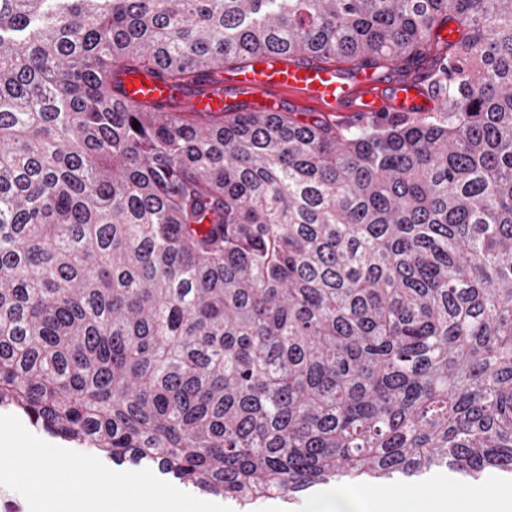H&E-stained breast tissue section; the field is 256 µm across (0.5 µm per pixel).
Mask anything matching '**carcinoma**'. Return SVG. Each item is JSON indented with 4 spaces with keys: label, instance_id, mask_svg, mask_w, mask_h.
<instances>
[{
    "label": "carcinoma",
    "instance_id": "cac0c4a2",
    "mask_svg": "<svg viewBox=\"0 0 512 512\" xmlns=\"http://www.w3.org/2000/svg\"><path fill=\"white\" fill-rule=\"evenodd\" d=\"M271 54L425 63L437 106L120 105ZM0 407L237 512L443 467L494 491L512 0H0Z\"/></svg>",
    "mask_w": 512,
    "mask_h": 512
}]
</instances>
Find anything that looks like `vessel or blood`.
<instances>
[{"label": "vessel or blood", "instance_id": "1", "mask_svg": "<svg viewBox=\"0 0 512 512\" xmlns=\"http://www.w3.org/2000/svg\"><path fill=\"white\" fill-rule=\"evenodd\" d=\"M224 87L241 95L247 109L255 112H278L294 105L330 116L343 126L359 116H376L385 112H429L435 107L424 77L406 76L385 80L368 72L346 78L338 65L301 66L284 55L261 58L258 66L221 76ZM126 101L160 104L171 111L183 107L218 110L222 102L213 94L211 81L200 89L178 92L160 79L140 75L126 81Z\"/></svg>", "mask_w": 512, "mask_h": 512}]
</instances>
